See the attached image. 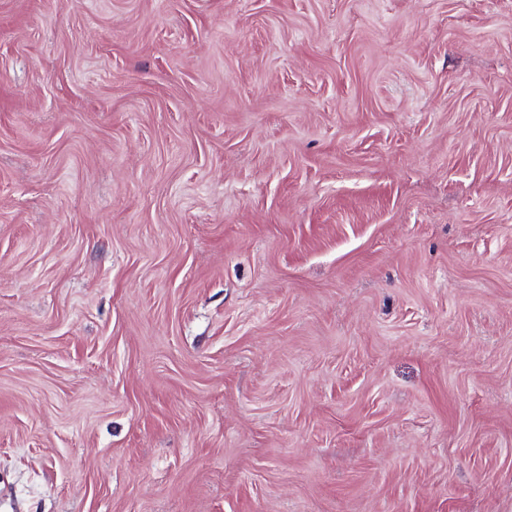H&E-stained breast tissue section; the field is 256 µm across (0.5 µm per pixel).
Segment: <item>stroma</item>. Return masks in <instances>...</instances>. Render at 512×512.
Returning a JSON list of instances; mask_svg holds the SVG:
<instances>
[{
    "mask_svg": "<svg viewBox=\"0 0 512 512\" xmlns=\"http://www.w3.org/2000/svg\"><path fill=\"white\" fill-rule=\"evenodd\" d=\"M0 512H512V0H0Z\"/></svg>",
    "mask_w": 512,
    "mask_h": 512,
    "instance_id": "stroma-1",
    "label": "stroma"
}]
</instances>
